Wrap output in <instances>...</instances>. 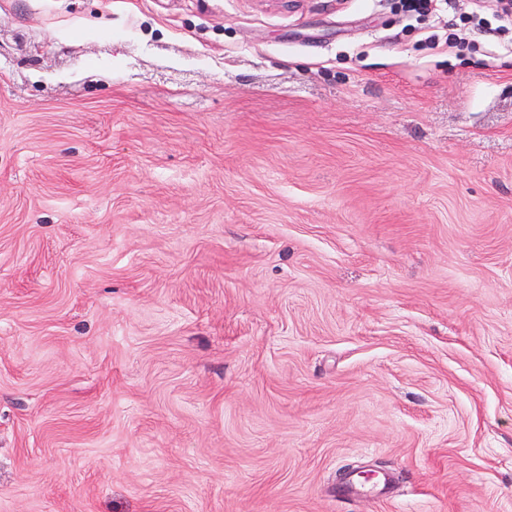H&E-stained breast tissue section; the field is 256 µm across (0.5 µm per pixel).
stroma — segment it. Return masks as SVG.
I'll use <instances>...</instances> for the list:
<instances>
[{
  "label": "stroma",
  "mask_w": 512,
  "mask_h": 512,
  "mask_svg": "<svg viewBox=\"0 0 512 512\" xmlns=\"http://www.w3.org/2000/svg\"><path fill=\"white\" fill-rule=\"evenodd\" d=\"M468 8L0 0V512H512V50L427 41Z\"/></svg>",
  "instance_id": "stroma-1"
}]
</instances>
